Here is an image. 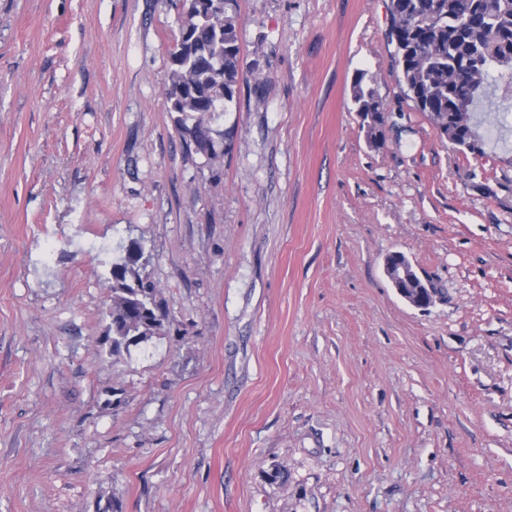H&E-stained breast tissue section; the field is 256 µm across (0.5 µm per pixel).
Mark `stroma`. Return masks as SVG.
<instances>
[{"label": "stroma", "mask_w": 512, "mask_h": 512, "mask_svg": "<svg viewBox=\"0 0 512 512\" xmlns=\"http://www.w3.org/2000/svg\"><path fill=\"white\" fill-rule=\"evenodd\" d=\"M388 5L234 0L208 157L164 97L181 0H0V512H512V126L440 139ZM130 240L168 319L116 353ZM364 75H359L353 85V100L370 146L379 148L385 143L384 127L388 111L373 88L363 86Z\"/></svg>", "instance_id": "obj_1"}]
</instances>
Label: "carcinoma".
Returning <instances> with one entry per match:
<instances>
[{
	"label": "carcinoma",
	"mask_w": 512,
	"mask_h": 512,
	"mask_svg": "<svg viewBox=\"0 0 512 512\" xmlns=\"http://www.w3.org/2000/svg\"><path fill=\"white\" fill-rule=\"evenodd\" d=\"M390 37L403 94L428 114L441 138L471 154H485V137L473 119L480 102L495 112L501 104L489 89L496 74L512 72V0H389ZM170 83L164 96L176 126L196 152L215 155L212 123L233 101L240 46L233 17L182 15L169 50ZM364 75L353 100L370 146L385 143L388 111ZM140 244L133 241L112 263V352L160 333L166 312L155 289L138 274Z\"/></svg>",
	"instance_id": "obj_1"
}]
</instances>
